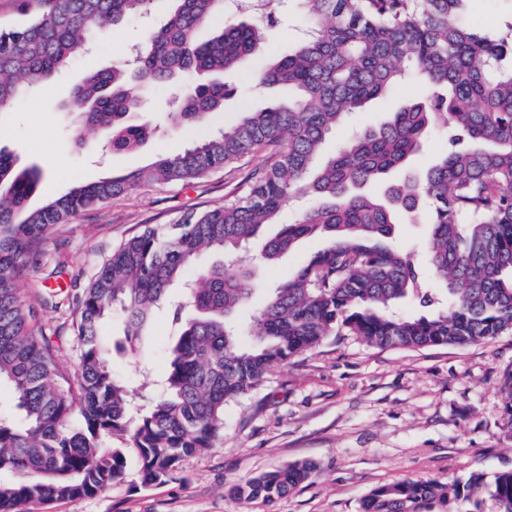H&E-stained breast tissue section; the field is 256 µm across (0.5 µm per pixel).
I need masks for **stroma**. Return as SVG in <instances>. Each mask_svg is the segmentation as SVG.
<instances>
[{"mask_svg": "<svg viewBox=\"0 0 512 512\" xmlns=\"http://www.w3.org/2000/svg\"><path fill=\"white\" fill-rule=\"evenodd\" d=\"M276 10L288 27L267 43L246 69L227 74L236 94L213 115L210 126H233L247 110L278 99L279 89L250 90L252 72L261 70L296 43L306 19L289 11L287 0ZM166 5L148 18H135L103 32L89 49L79 50L69 67L44 92L0 112V148L20 165L39 164L47 172L30 200L31 207L74 183H93L124 175L200 139L205 129H171L164 112L137 113L150 122L154 136L134 153L113 154L87 131L73 142L67 110L74 86L86 72L110 66L164 23ZM466 22L504 28L512 22V0H468ZM260 156L242 159L234 169H216L191 185L144 184L107 204L55 227L17 288L24 301L43 296L44 335L59 347L63 371L78 369L73 322L84 291L112 250L147 225L174 223L185 210L223 203L244 187ZM324 246L302 242L261 272L266 285L294 273ZM63 274H55L56 264ZM111 360L133 391L151 395L154 381L167 370L165 350L173 335L164 317L153 319L142 336L127 341L120 315L104 326ZM512 368V332L468 346L381 349L346 334L328 337L311 353L274 365L264 382L224 409V437L216 447L185 459L164 482L143 486L138 460L128 454L126 477L91 497L34 504L30 512H360L375 487L406 478L467 479L512 469V434L502 427L499 382ZM311 462L316 476L272 507L231 497L227 487L296 462Z\"/></svg>", "mask_w": 512, "mask_h": 512, "instance_id": "35a3bbf8", "label": "stroma"}]
</instances>
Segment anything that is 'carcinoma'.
<instances>
[{
	"label": "carcinoma",
	"mask_w": 512,
	"mask_h": 512,
	"mask_svg": "<svg viewBox=\"0 0 512 512\" xmlns=\"http://www.w3.org/2000/svg\"><path fill=\"white\" fill-rule=\"evenodd\" d=\"M159 0H20L25 20L0 27V109L45 90L75 53L107 27L149 14ZM167 20L131 58L94 69L72 92L71 129L99 133L114 153L153 134L130 124L148 89L179 87L172 126L208 123L235 89L204 81L237 71L280 31L279 14L240 11L244 19L196 31L230 0H170ZM309 22L305 37L255 76L253 90L278 86L281 99L246 111L181 151L161 154L126 175L77 184L30 209L44 168L20 166L0 149V383L15 412H0V512L100 493L126 476L134 450L142 485L174 474L185 458L223 436L225 406L255 388L276 363L346 330L379 348L468 345L512 331V24L494 36L464 23V0H291ZM423 93L402 99L378 124L353 132L336 150L325 141L354 112L390 98L408 82ZM444 148L413 166L430 137ZM263 161L246 190L224 203L184 213L170 227L147 226L112 250L78 304L79 368L59 372L58 350L38 327V308L15 283L36 263L49 231L140 184H188L245 156ZM311 204L267 236L264 227L291 200ZM429 215L425 259L435 287L424 288L411 250L394 245L405 218ZM327 245L270 289L251 320L255 268L236 259L259 246L268 264L302 240ZM225 260L199 267L207 252ZM410 301L416 312H399ZM125 336L142 335L167 309L175 338L168 370L142 409L114 373L102 325L115 309ZM503 427L512 431V370L499 388ZM80 421L74 420V415ZM316 473L312 463L266 472L229 493L273 502ZM512 512V469L488 481L412 479L381 485L361 512Z\"/></svg>",
	"instance_id": "cac0c4a2"
}]
</instances>
